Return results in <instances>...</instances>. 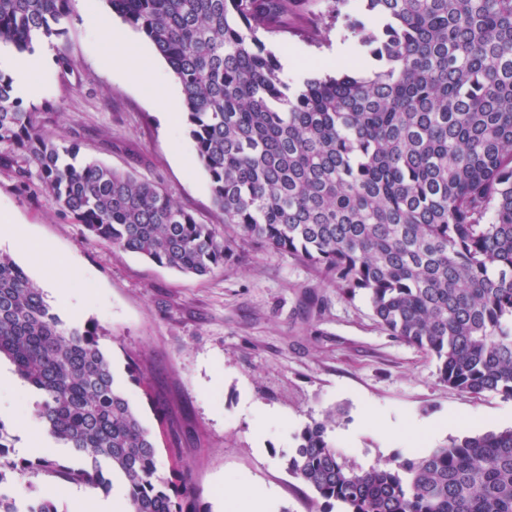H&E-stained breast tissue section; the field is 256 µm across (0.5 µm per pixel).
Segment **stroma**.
Returning a JSON list of instances; mask_svg holds the SVG:
<instances>
[{
	"mask_svg": "<svg viewBox=\"0 0 512 512\" xmlns=\"http://www.w3.org/2000/svg\"><path fill=\"white\" fill-rule=\"evenodd\" d=\"M106 27L123 20L100 6ZM99 27L73 16L49 41L75 65L51 62L39 93L23 99L45 133L77 142L79 160L160 183L204 223L223 230L209 180L185 124L163 117L153 89L106 61L112 45ZM325 48L292 36L280 59L297 55L291 85L330 74ZM10 146L0 144V211L22 228L0 240L45 291L66 322L95 323L115 379L157 442V474L187 469L195 498L225 512V492L241 480L270 491L269 512H314L313 493L288 473L296 435L325 411L336 413L328 435L337 453L367 468L401 462L450 439L512 428V398L475 397L439 378L436 359L390 336L369 301L348 299L288 255L258 246L212 276L158 266L96 241L43 190L37 173L20 181ZM73 270L62 285L57 263ZM140 380L127 373L129 360ZM16 501L48 494L59 512H98L128 502L121 481L110 493L79 486L60 493L44 475L16 477L0 488Z\"/></svg>",
	"mask_w": 512,
	"mask_h": 512,
	"instance_id": "1",
	"label": "stroma"
}]
</instances>
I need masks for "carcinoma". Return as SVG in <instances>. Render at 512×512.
<instances>
[{"instance_id":"carcinoma-1","label":"carcinoma","mask_w":512,"mask_h":512,"mask_svg":"<svg viewBox=\"0 0 512 512\" xmlns=\"http://www.w3.org/2000/svg\"><path fill=\"white\" fill-rule=\"evenodd\" d=\"M77 0H0V45L31 52ZM168 62L224 235L155 182L45 135L0 72V143L35 167L60 210L98 242L198 276L245 246L286 253L369 300L390 335L435 358L441 381L512 397V0H364L383 21L347 25L367 56L292 87L270 45L319 46L348 0H105ZM0 358L36 397L49 442L81 461L12 457L0 485L43 473L93 489L120 474L128 512H208L185 470L156 478L154 435L118 388L93 324H66L0 254ZM336 412L297 435L288 473L317 512H512V429L467 435L367 469L336 454ZM0 512H58L48 494Z\"/></svg>"}]
</instances>
